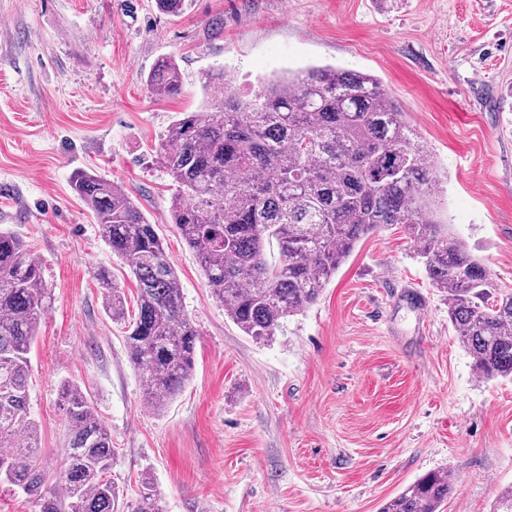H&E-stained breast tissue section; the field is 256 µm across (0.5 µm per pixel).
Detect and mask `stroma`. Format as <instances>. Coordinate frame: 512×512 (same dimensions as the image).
Listing matches in <instances>:
<instances>
[{
	"mask_svg": "<svg viewBox=\"0 0 512 512\" xmlns=\"http://www.w3.org/2000/svg\"><path fill=\"white\" fill-rule=\"evenodd\" d=\"M170 56L179 96L148 75ZM330 65L379 79L427 146L442 212L512 288V0H0V225L43 267L53 301L31 353L29 409L43 464L64 463L63 385L80 387L115 450L126 512L151 479L164 512H379L446 470L444 512H493L512 486V380L478 377L448 299L405 225L357 244L319 300L253 341L213 299L170 219L155 150L203 77L247 95ZM126 190L164 240L199 332L191 380L148 410L121 325L94 276L136 281L70 188L74 171Z\"/></svg>",
	"mask_w": 512,
	"mask_h": 512,
	"instance_id": "1",
	"label": "stroma"
}]
</instances>
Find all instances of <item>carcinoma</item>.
Listing matches in <instances>:
<instances>
[{
  "instance_id": "obj_1",
  "label": "carcinoma",
  "mask_w": 512,
  "mask_h": 512,
  "mask_svg": "<svg viewBox=\"0 0 512 512\" xmlns=\"http://www.w3.org/2000/svg\"><path fill=\"white\" fill-rule=\"evenodd\" d=\"M171 98L181 73L171 58L148 77ZM203 110L181 112L157 159L176 184L171 222L193 251L213 297L255 340L315 304L356 244L404 224L476 375L512 377V289L440 216L441 180L429 151L395 99L369 74L305 68L243 97L218 69L206 73ZM70 186L90 209L112 252L137 282L136 309L98 270L104 304L124 325L144 401L162 411L193 374L199 333L187 317L174 267L156 225L110 179L77 171ZM52 301L25 242L0 229V480L33 496L39 512H118L108 472L114 449L80 387L62 390L67 423L63 470L48 481L29 411V352ZM454 489L432 471L383 504L381 512H443ZM135 512H162L145 482Z\"/></svg>"
}]
</instances>
